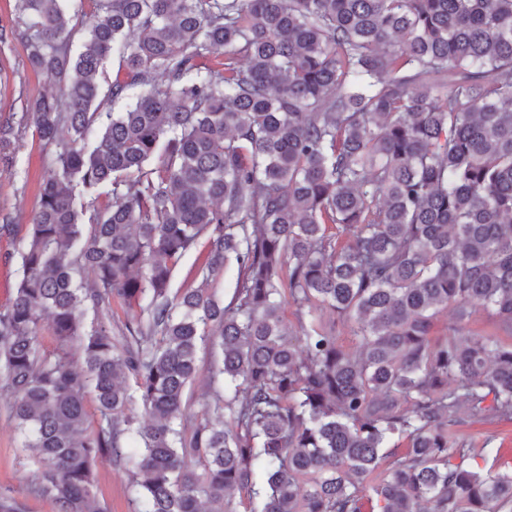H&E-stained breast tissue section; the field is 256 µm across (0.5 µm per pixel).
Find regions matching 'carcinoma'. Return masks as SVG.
<instances>
[{"instance_id": "carcinoma-1", "label": "carcinoma", "mask_w": 512, "mask_h": 512, "mask_svg": "<svg viewBox=\"0 0 512 512\" xmlns=\"http://www.w3.org/2000/svg\"><path fill=\"white\" fill-rule=\"evenodd\" d=\"M69 2L16 0L10 29L58 80L18 126L70 132L0 310L30 493L103 512L101 459L135 469V512H512V469L460 432L512 422V0H89L81 24ZM479 310L494 332L461 334ZM201 263L202 257L199 255V250L187 254L175 268L172 281L174 290L184 288L187 282L190 283ZM199 358V379L192 389L188 392L195 411L201 410L206 403L212 399V390L207 387L206 379L208 368L214 360V352L210 345L201 346L198 353Z\"/></svg>"}]
</instances>
